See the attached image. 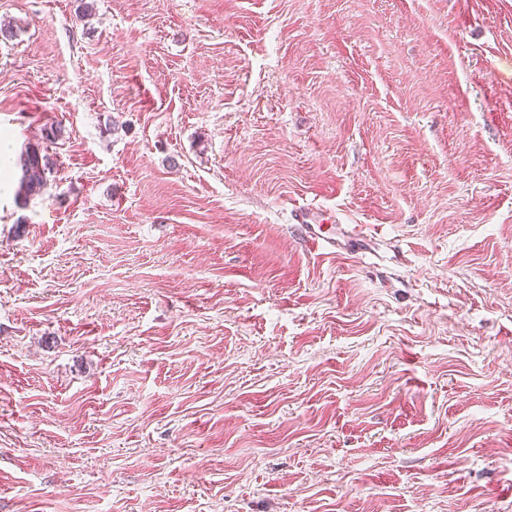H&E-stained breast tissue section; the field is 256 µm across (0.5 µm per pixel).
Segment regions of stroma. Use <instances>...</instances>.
<instances>
[{
  "mask_svg": "<svg viewBox=\"0 0 512 512\" xmlns=\"http://www.w3.org/2000/svg\"><path fill=\"white\" fill-rule=\"evenodd\" d=\"M92 3L0 0V512H512V0ZM21 177L15 192L16 199L26 203L44 193L49 185L48 174L51 165L46 155H42L39 144H29L19 158ZM317 213L311 208H299L295 212V220L298 222L305 243L318 245L323 250L336 249V238L326 235L323 224H315Z\"/></svg>",
  "mask_w": 512,
  "mask_h": 512,
  "instance_id": "1",
  "label": "stroma"
}]
</instances>
